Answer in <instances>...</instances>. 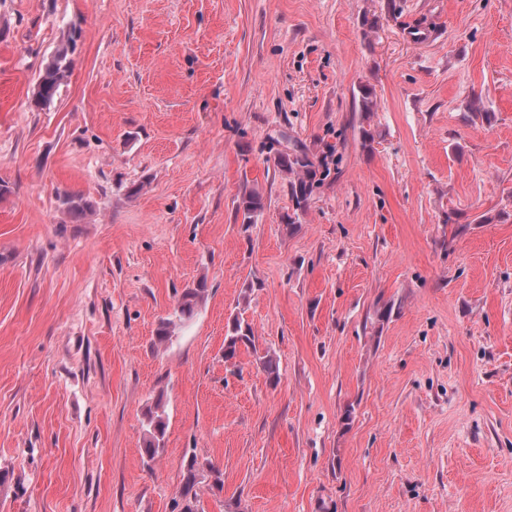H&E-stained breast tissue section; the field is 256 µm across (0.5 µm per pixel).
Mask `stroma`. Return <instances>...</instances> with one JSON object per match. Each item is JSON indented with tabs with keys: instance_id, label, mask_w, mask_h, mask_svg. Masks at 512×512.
I'll use <instances>...</instances> for the list:
<instances>
[{
	"instance_id": "obj_1",
	"label": "stroma",
	"mask_w": 512,
	"mask_h": 512,
	"mask_svg": "<svg viewBox=\"0 0 512 512\" xmlns=\"http://www.w3.org/2000/svg\"><path fill=\"white\" fill-rule=\"evenodd\" d=\"M0 179V512H512V0H0ZM80 38V26L76 23L71 24L66 38L60 42L39 72L32 98L35 108L49 107L60 96V90L65 85L71 70V56L75 53ZM276 168L285 174L288 191L294 207V213H304L313 193L320 161L303 144H294L292 148L279 152L275 158ZM263 208L264 201L262 195L253 189L244 191L237 204V211L242 212V223L246 225V227L254 224L255 217L261 213ZM57 199L73 224H80L94 209L92 201L79 193L57 192ZM207 291L206 282L198 281L193 287L185 288L178 299L176 316L180 322L190 320ZM244 346L256 354L262 370L267 374L271 382L276 383L279 378L278 366L269 351L258 355L256 336L250 323L243 317L235 316L227 325L224 336V360H235L238 357L240 348ZM162 400H156L145 407L143 418L146 425V433L143 439L141 455L147 462L153 461L164 448V440L167 430V422L164 417ZM207 472L212 478L211 489L218 493L224 489L221 471L208 461L200 462L196 455L190 456L184 465L182 482L178 492L179 501L175 500L174 508L179 512H203L197 486L199 476Z\"/></svg>"
}]
</instances>
